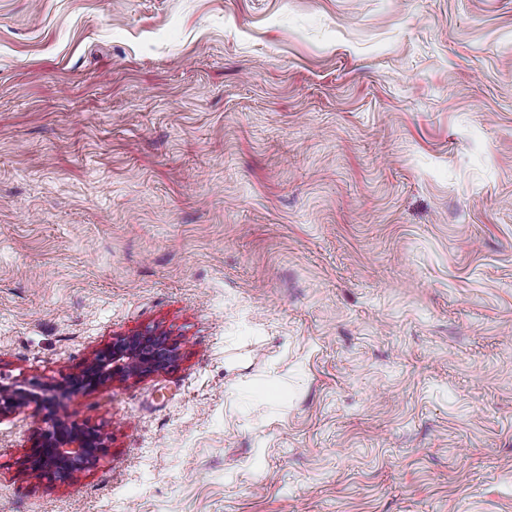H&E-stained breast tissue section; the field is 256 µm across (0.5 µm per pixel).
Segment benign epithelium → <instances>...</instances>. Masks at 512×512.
I'll use <instances>...</instances> for the list:
<instances>
[{"label": "benign epithelium", "instance_id": "benign-epithelium-1", "mask_svg": "<svg viewBox=\"0 0 512 512\" xmlns=\"http://www.w3.org/2000/svg\"><path fill=\"white\" fill-rule=\"evenodd\" d=\"M174 356L172 346L147 331L113 339L95 351L79 373L65 375L54 383L38 378L8 381L0 377V418L31 405L41 410L43 402L57 395L89 393L115 380L142 377L160 369ZM42 422L25 459L27 475L74 479L95 467L103 456L105 436L98 428L52 411L45 413Z\"/></svg>", "mask_w": 512, "mask_h": 512}]
</instances>
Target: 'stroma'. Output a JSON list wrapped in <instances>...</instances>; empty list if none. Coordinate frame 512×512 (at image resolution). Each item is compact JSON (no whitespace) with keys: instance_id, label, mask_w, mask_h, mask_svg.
Returning <instances> with one entry per match:
<instances>
[{"instance_id":"35a3bbf8","label":"stroma","mask_w":512,"mask_h":512,"mask_svg":"<svg viewBox=\"0 0 512 512\" xmlns=\"http://www.w3.org/2000/svg\"><path fill=\"white\" fill-rule=\"evenodd\" d=\"M0 512H512V0H0ZM175 356L161 336L152 331L136 336L117 337L112 343L95 351L78 374L62 377L54 383L38 378L8 381L0 375V418L16 410L35 405L43 409V402L59 395L89 393L129 377H142L166 365ZM25 459L27 475L75 479L96 466L106 448V437L97 427L80 424L53 411L45 413Z\"/></svg>"}]
</instances>
